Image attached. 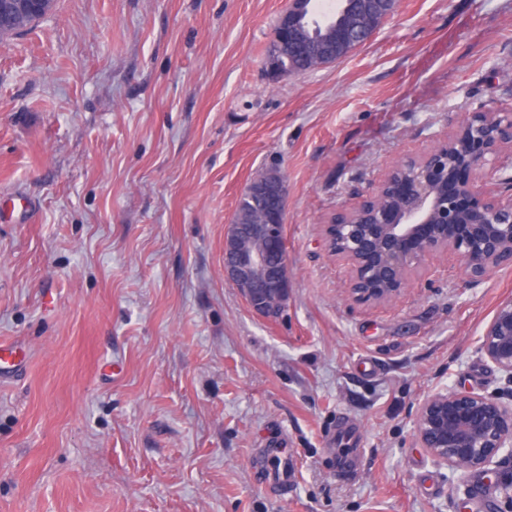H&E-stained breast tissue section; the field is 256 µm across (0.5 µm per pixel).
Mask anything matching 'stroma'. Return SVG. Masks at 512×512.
Here are the masks:
<instances>
[{"mask_svg": "<svg viewBox=\"0 0 512 512\" xmlns=\"http://www.w3.org/2000/svg\"><path fill=\"white\" fill-rule=\"evenodd\" d=\"M288 0H57L0 41V512H460L469 480L420 448L427 395L512 403L482 354L512 268L441 256L364 304L320 226L479 109L512 110V0H398L336 63L275 77ZM287 185L288 302L224 279L246 185ZM345 423L362 453L338 472ZM279 440L298 480L261 487ZM250 458L262 485L288 494L297 482L298 461L288 448H254Z\"/></svg>", "mask_w": 512, "mask_h": 512, "instance_id": "obj_1", "label": "stroma"}]
</instances>
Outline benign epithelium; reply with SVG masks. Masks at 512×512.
<instances>
[{
	"mask_svg": "<svg viewBox=\"0 0 512 512\" xmlns=\"http://www.w3.org/2000/svg\"><path fill=\"white\" fill-rule=\"evenodd\" d=\"M397 0H344L336 25L311 35L318 57L329 65L342 52L369 41L396 9ZM45 0H0V17L18 21L42 14ZM309 0H289L275 41L291 46L308 32ZM512 169V113L471 112L435 136L427 151L388 168L372 191L351 208L332 214L321 225L330 255L349 264L353 298L382 305L399 298L410 274L430 259L450 253L457 274L479 283L512 267V193L500 188L499 172ZM286 190L277 172L253 180L244 191ZM282 208L263 212L252 226L260 245L244 247L238 225L224 231V279L258 315L270 318L288 299V262L273 265L285 253ZM480 350L512 380V300L502 303L485 326ZM419 447L455 474L497 475L512 458V405L471 390L439 391L419 405L415 419Z\"/></svg>",
	"mask_w": 512,
	"mask_h": 512,
	"instance_id": "7a95c632",
	"label": "benign epithelium"
}]
</instances>
